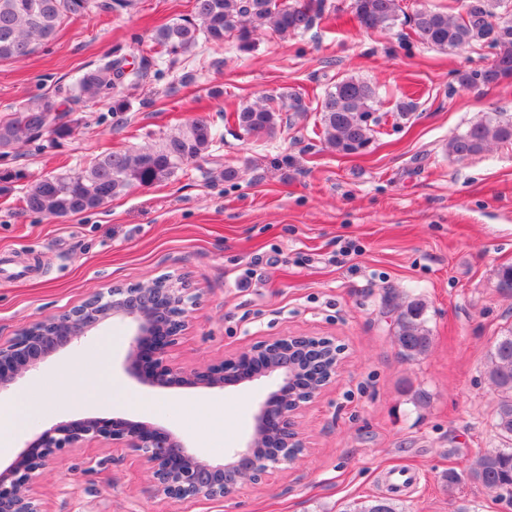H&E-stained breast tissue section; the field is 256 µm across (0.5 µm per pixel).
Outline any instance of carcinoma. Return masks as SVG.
<instances>
[{
  "mask_svg": "<svg viewBox=\"0 0 512 512\" xmlns=\"http://www.w3.org/2000/svg\"><path fill=\"white\" fill-rule=\"evenodd\" d=\"M504 0H457L458 12L421 9L411 16H400L398 0H351L350 8L358 22L369 29L391 30L399 21L411 26L419 41L439 50L464 48L488 38L494 49L490 65L480 70L457 73L460 86L490 87L512 78V26L499 28ZM134 0H0V62L26 59L53 41L65 21L86 17L93 9L105 12L128 11ZM327 0H192V11L157 27L141 44L139 67L127 70L124 57L106 54L84 71L70 90V100L87 103L97 98H112V111L124 110L120 90L125 81L138 77L167 56L174 61L191 52L204 40L215 46L234 35L239 48L249 51L253 35L269 30L278 36L303 32L324 17ZM376 90L368 83L342 79L329 88L320 103L321 136L327 147L339 155L365 153L372 143L377 125ZM307 110L299 94L268 97L262 103L243 104L231 113L244 138L272 139L279 134L283 113ZM61 111L59 102L47 95H37L20 103L13 112L0 118V154L47 139L51 143L71 137L75 127L68 123L50 126L48 118ZM217 130L204 117H197L161 143L134 153L112 151L76 170H65L29 185L23 196L25 209L51 218H68L93 211L128 189L165 183L191 161L202 156L216 138ZM493 143L512 144V115L486 112L465 131L448 141V154L464 160L485 151ZM26 179L21 170H0V196L9 194L14 185ZM399 353L408 360L429 350L432 343L427 327L425 304L412 299L401 310L395 331ZM486 376L496 394L493 426L502 447L488 451L465 468L461 474L450 469L442 474L449 487L462 476L512 502V328L493 341L487 356ZM345 512H402L396 499L374 497L356 503Z\"/></svg>",
  "mask_w": 512,
  "mask_h": 512,
  "instance_id": "1",
  "label": "carcinoma"
}]
</instances>
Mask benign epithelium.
<instances>
[{"mask_svg": "<svg viewBox=\"0 0 512 512\" xmlns=\"http://www.w3.org/2000/svg\"><path fill=\"white\" fill-rule=\"evenodd\" d=\"M195 297L183 283L154 278L136 288L97 292L67 313L33 321L8 345H0V394L17 376L35 369L51 354L68 347L101 323L116 319L130 327L124 369L142 383L157 388L173 385L222 389L242 380L271 383L257 404L254 426L245 445L217 463L188 448L170 431L149 422L102 417L60 421L42 429L0 471V512H42L33 487L47 466L90 440L114 448L141 452L155 493L173 502L193 498H223L242 480L262 479L271 470L294 464L303 452L293 428V416L320 395L333 381L342 360H335L325 377L306 396L289 390L296 364L288 347L309 340L336 350L327 337L275 336L258 342L235 360L185 368L170 362L168 353L183 331Z\"/></svg>", "mask_w": 512, "mask_h": 512, "instance_id": "1", "label": "benign epithelium"}]
</instances>
